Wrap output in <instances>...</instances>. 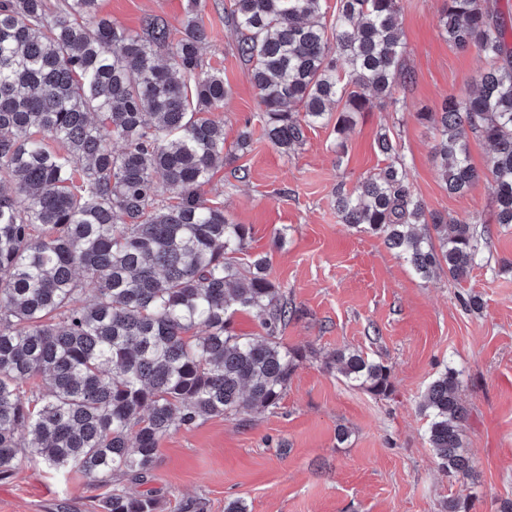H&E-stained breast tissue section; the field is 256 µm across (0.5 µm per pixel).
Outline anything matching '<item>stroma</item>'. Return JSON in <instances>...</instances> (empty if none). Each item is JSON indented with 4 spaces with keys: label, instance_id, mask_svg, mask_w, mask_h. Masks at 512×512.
<instances>
[{
    "label": "stroma",
    "instance_id": "1",
    "mask_svg": "<svg viewBox=\"0 0 512 512\" xmlns=\"http://www.w3.org/2000/svg\"><path fill=\"white\" fill-rule=\"evenodd\" d=\"M225 0H207L206 66L224 71L231 90L220 117L225 150L251 126L252 141L234 165L204 188L230 218L252 228L250 255L269 260L270 279L297 312L284 342L305 352L277 408L215 417L172 430L159 446L149 487L161 512H224L239 500L247 512H445L465 498L471 512L512 506V225L495 221L491 148L468 140L482 176L465 194L448 193L434 162L435 127L418 113L441 111L448 95L473 90L485 62L450 44L438 25L443 0H401L400 28L413 73L396 100L361 114L337 158L332 126L308 130L305 144L284 154L263 136L260 98ZM187 0H100L101 12L135 30L159 14L179 34ZM397 140L414 193L426 208L474 220L490 234L484 261L467 281L447 273L420 278L381 236L340 222L337 185L353 186L384 161L374 148L379 131ZM481 295V313L467 312V293ZM362 349L390 370L391 391L378 397L325 366L343 347ZM462 381L469 414L460 425L474 475L439 472L419 401L445 368ZM349 432L336 439L337 427ZM103 488L77 472L58 473L21 457L0 480V512H99Z\"/></svg>",
    "mask_w": 512,
    "mask_h": 512
}]
</instances>
